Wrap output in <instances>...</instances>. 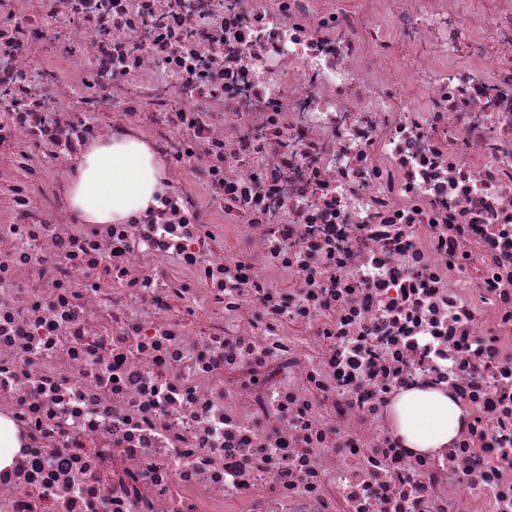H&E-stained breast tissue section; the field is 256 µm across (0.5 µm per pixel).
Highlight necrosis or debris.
Segmentation results:
<instances>
[{
    "instance_id": "obj_1",
    "label": "necrosis or debris",
    "mask_w": 512,
    "mask_h": 512,
    "mask_svg": "<svg viewBox=\"0 0 512 512\" xmlns=\"http://www.w3.org/2000/svg\"><path fill=\"white\" fill-rule=\"evenodd\" d=\"M0 416V512H512V0H0ZM72 207L89 223L126 219L154 202L162 166L141 142L97 145L74 165ZM396 415L400 434L407 445L430 452L448 448L467 411L447 394L414 390L400 397ZM16 448L18 440L15 431L6 420L0 418V468L9 464Z\"/></svg>"
}]
</instances>
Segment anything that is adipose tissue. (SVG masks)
Segmentation results:
<instances>
[{
	"label": "adipose tissue",
	"instance_id": "ef3b65f1",
	"mask_svg": "<svg viewBox=\"0 0 512 512\" xmlns=\"http://www.w3.org/2000/svg\"><path fill=\"white\" fill-rule=\"evenodd\" d=\"M74 170L73 208L88 222L105 224L153 203L162 166L144 143L127 141L93 147ZM396 415L407 445L430 452L448 446L467 411L447 394L414 390L400 397Z\"/></svg>",
	"mask_w": 512,
	"mask_h": 512
}]
</instances>
